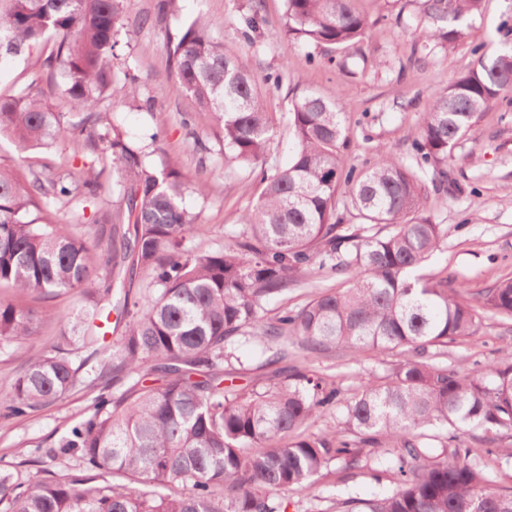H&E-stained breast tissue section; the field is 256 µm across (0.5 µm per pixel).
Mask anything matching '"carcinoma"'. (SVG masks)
Wrapping results in <instances>:
<instances>
[{
	"mask_svg": "<svg viewBox=\"0 0 512 512\" xmlns=\"http://www.w3.org/2000/svg\"><path fill=\"white\" fill-rule=\"evenodd\" d=\"M124 0H0V55L54 39L47 65H56L65 113L20 90L0 94V135L22 146L48 148L88 129L101 148L100 171L117 170L112 191V244L94 242L70 224H38L31 209L100 190L94 168L83 184L38 178L23 182L0 163V285L23 298L78 290L87 309L71 335L29 363L0 392V416L21 417L79 383L99 389L92 412L45 451L78 460L80 474L22 485L0 471V512H286L283 492H309L333 463L365 459L373 476L393 475L394 487L372 498L349 497L341 512H512V489L495 484L483 456L512 459V444L479 455L461 441L470 428L512 432V351L463 373L440 361L448 341L477 331L486 309L512 318V277L487 289L476 304L460 287L431 281L421 269L447 235L421 215L429 192L448 193V159L483 113L512 90V44L490 54L472 49V66L438 89L410 162L385 147L358 170L346 164L348 132L337 103L313 92L286 116L293 144L288 164L266 167L276 119L262 86L278 89L288 66L258 82L201 15L167 35L174 72L201 114L221 127L224 165L255 177L258 196L234 231L231 247L193 252L184 247L198 214L185 196L208 195L203 181L148 163L152 143L133 140L117 117L99 110L139 98L140 86L120 44ZM358 0H285L282 34L306 49L332 53L353 47L373 26ZM482 0H423L412 34L432 53L466 35L463 21ZM252 0L238 35L255 46L263 19ZM355 212L344 223L339 208ZM332 275L343 288H324L299 310L264 320V305L290 288ZM144 277L146 288L133 289ZM116 322H110L111 313ZM0 301V345L28 341L37 322L53 319ZM115 335L111 341L108 334ZM245 336L271 352L308 358L337 346L355 357L365 350L399 356L385 380L371 377L351 398L335 383L295 365L288 381L261 392L224 387V365ZM152 377L160 387L147 384ZM334 416L329 431L305 433ZM107 473L125 479L110 483ZM102 483L86 485L92 476Z\"/></svg>",
	"mask_w": 512,
	"mask_h": 512,
	"instance_id": "obj_1",
	"label": "carcinoma"
}]
</instances>
